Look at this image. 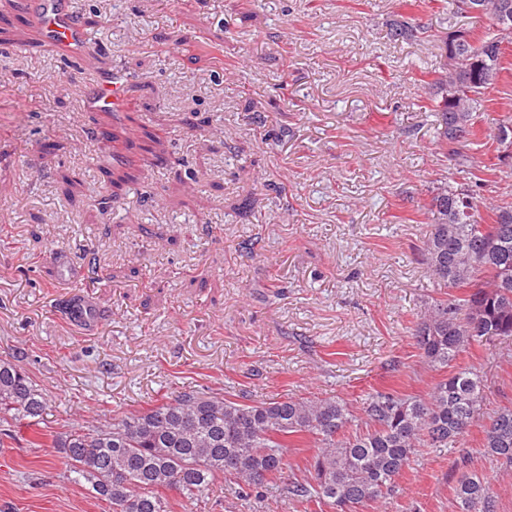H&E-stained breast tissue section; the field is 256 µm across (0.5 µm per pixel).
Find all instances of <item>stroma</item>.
<instances>
[{"label":"stroma","instance_id":"obj_1","mask_svg":"<svg viewBox=\"0 0 512 512\" xmlns=\"http://www.w3.org/2000/svg\"><path fill=\"white\" fill-rule=\"evenodd\" d=\"M93 48L43 43L28 13L0 20V359L49 396L43 423L142 410L185 387L247 404L339 398L359 411L390 385L426 397L441 372L411 333L444 298L425 235L438 187L461 182L426 88L448 68L443 0H74ZM420 35L394 40L397 16ZM474 114H512V55ZM115 71L125 111L85 109L64 85ZM125 128L128 142H113ZM164 162L143 161L149 138ZM479 200H512V160ZM69 252L100 309L63 310L52 262ZM485 415L512 407V341L471 347ZM0 442V512H109L68 481L63 458ZM474 425L453 448L418 449L399 494L363 512H455L453 463L487 477L512 512V474ZM173 512H333L282 495L243 499L221 481Z\"/></svg>","mask_w":512,"mask_h":512}]
</instances>
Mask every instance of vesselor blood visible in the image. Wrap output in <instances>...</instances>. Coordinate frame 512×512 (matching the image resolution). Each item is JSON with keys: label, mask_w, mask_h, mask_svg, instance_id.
I'll return each instance as SVG.
<instances>
[{"label": "vessel or blood", "mask_w": 512, "mask_h": 512, "mask_svg": "<svg viewBox=\"0 0 512 512\" xmlns=\"http://www.w3.org/2000/svg\"><path fill=\"white\" fill-rule=\"evenodd\" d=\"M29 17L42 33L46 43L77 57L91 50L71 0H30ZM127 75L114 73L105 77L70 85L72 94L80 96L91 108H109L120 112L125 108Z\"/></svg>", "instance_id": "b4317fda"}]
</instances>
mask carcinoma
Listing matches in <instances>:
<instances>
[{
    "mask_svg": "<svg viewBox=\"0 0 512 512\" xmlns=\"http://www.w3.org/2000/svg\"><path fill=\"white\" fill-rule=\"evenodd\" d=\"M482 14L497 19L512 0H481ZM492 37L469 39L453 66L431 83L440 139L448 145L464 183L445 185L432 197L433 222L425 240L430 276L442 287L460 289L435 301L415 329L423 361L450 367L471 346L512 340V202L490 207L489 220L470 185L484 181L490 167L475 168L460 149L464 141L487 139L473 121L487 86L475 76L478 62L498 78L512 44V22ZM481 376L450 371L429 398L396 389L366 395L361 416L336 399L280 398L242 404L222 396L184 390L141 411L115 414L104 425L85 422L64 432L41 431L48 395L16 364L0 360V426L31 428L36 448L49 439L66 459L69 479L84 483L111 512H171L164 495L187 501L207 497L219 477H230L258 498L285 485L300 503L330 502L336 512H358L398 493L397 479L418 448L460 443L480 418ZM314 448L306 474L288 477L290 438ZM483 448L503 470L512 469V408L499 409L483 427ZM457 512H497L489 481L464 471L453 488Z\"/></svg>",
    "mask_w": 512,
    "mask_h": 512,
    "instance_id": "cac0c4a2",
    "label": "carcinoma"
}]
</instances>
